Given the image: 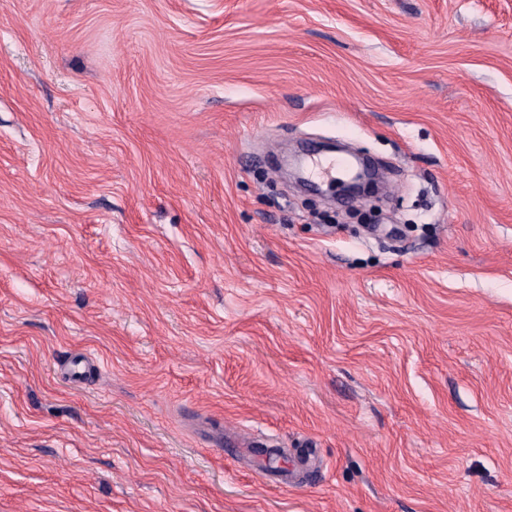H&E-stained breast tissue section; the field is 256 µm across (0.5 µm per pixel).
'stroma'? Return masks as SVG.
Returning <instances> with one entry per match:
<instances>
[{"label": "stroma", "instance_id": "stroma-1", "mask_svg": "<svg viewBox=\"0 0 512 512\" xmlns=\"http://www.w3.org/2000/svg\"><path fill=\"white\" fill-rule=\"evenodd\" d=\"M0 512H512V0H0Z\"/></svg>", "mask_w": 512, "mask_h": 512}]
</instances>
